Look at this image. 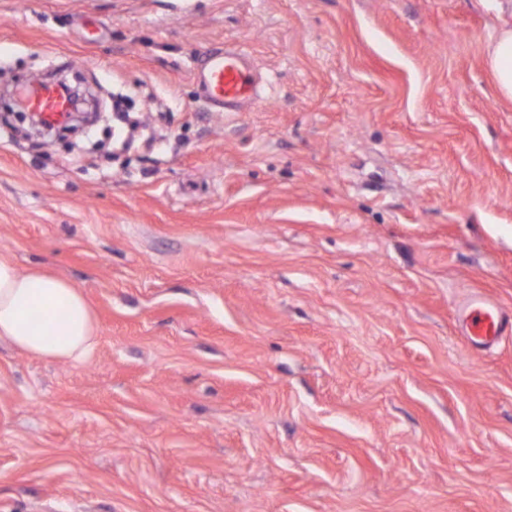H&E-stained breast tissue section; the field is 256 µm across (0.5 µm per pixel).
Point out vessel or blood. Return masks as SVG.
Returning <instances> with one entry per match:
<instances>
[{
	"instance_id": "vessel-or-blood-1",
	"label": "vessel or blood",
	"mask_w": 512,
	"mask_h": 512,
	"mask_svg": "<svg viewBox=\"0 0 512 512\" xmlns=\"http://www.w3.org/2000/svg\"><path fill=\"white\" fill-rule=\"evenodd\" d=\"M194 77L203 99L211 106L229 109L244 102L257 105L262 100L256 68L240 50L210 54ZM26 102L31 111L40 113L43 121L52 126L63 123L69 112L65 92L51 84L30 90ZM463 328L472 342L490 347L512 333V317L475 299L464 311Z\"/></svg>"
}]
</instances>
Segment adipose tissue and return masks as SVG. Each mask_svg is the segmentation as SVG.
Here are the masks:
<instances>
[{"instance_id": "adipose-tissue-1", "label": "adipose tissue", "mask_w": 512, "mask_h": 512, "mask_svg": "<svg viewBox=\"0 0 512 512\" xmlns=\"http://www.w3.org/2000/svg\"><path fill=\"white\" fill-rule=\"evenodd\" d=\"M485 57L497 93L512 101L511 24L490 38ZM0 341L42 359L81 362L96 346L95 315L70 281L42 270H21L0 255Z\"/></svg>"}]
</instances>
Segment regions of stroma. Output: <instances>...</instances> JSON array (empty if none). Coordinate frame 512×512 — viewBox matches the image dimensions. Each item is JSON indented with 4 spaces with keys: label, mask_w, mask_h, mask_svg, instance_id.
Returning <instances> with one entry per match:
<instances>
[{
    "label": "stroma",
    "mask_w": 512,
    "mask_h": 512,
    "mask_svg": "<svg viewBox=\"0 0 512 512\" xmlns=\"http://www.w3.org/2000/svg\"><path fill=\"white\" fill-rule=\"evenodd\" d=\"M512 0H0V85L67 64L157 151L0 141V255L70 280L83 362L0 342V512H512ZM240 48L263 101L193 71ZM487 68L497 93L512 101V25H502L485 47ZM463 328L472 342L492 347L512 332V320L489 303L473 299L464 311Z\"/></svg>",
    "instance_id": "stroma-1"
}]
</instances>
